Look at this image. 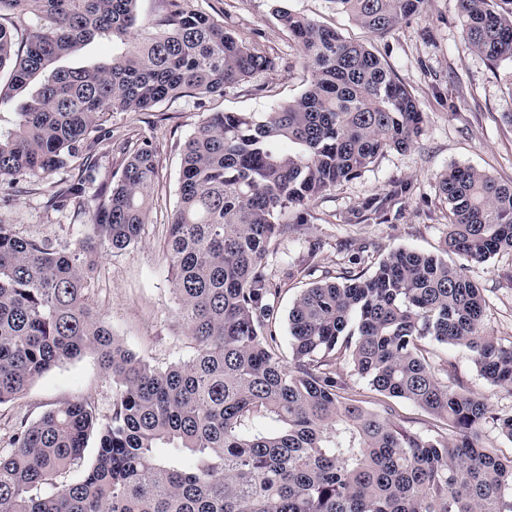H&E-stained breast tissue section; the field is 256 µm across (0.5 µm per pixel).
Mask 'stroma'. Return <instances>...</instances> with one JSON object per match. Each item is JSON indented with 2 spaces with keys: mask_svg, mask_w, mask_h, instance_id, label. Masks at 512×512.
Returning <instances> with one entry per match:
<instances>
[{
  "mask_svg": "<svg viewBox=\"0 0 512 512\" xmlns=\"http://www.w3.org/2000/svg\"><path fill=\"white\" fill-rule=\"evenodd\" d=\"M282 4L335 28L345 38L367 44L412 92L425 115L415 148L388 151L359 176L310 204L308 223L272 241L269 263L281 279L280 305L286 310L310 280L288 278V270L310 261L315 278L338 274L348 265L350 243L375 245V252L361 265L367 273L399 248L442 253L448 206L439 195L438 177L448 168L476 167L512 185V123L506 118L512 113V61L489 67L463 41L458 0H427L420 15L404 20L384 37L369 34L337 13L331 0H282ZM186 6L223 21L240 40L273 58L275 65L246 82L225 87L223 95L189 94L145 112H115L103 126L96 146L101 175L119 179L125 161L120 145L134 150L149 142L157 150L159 179L142 240L122 251L98 246L90 301L114 336L160 366L189 360L195 353L173 315L172 283L162 254L178 201L186 142L209 113L270 111L299 95L308 79L297 44L272 13L273 0H186ZM75 174L69 167L43 180L0 183V224L12 225L22 238L45 240L58 248L85 238L90 233L87 217L70 207L56 210L47 204L58 186ZM397 181L409 183L411 190L388 222L351 221L352 211ZM317 239L323 247L309 256L308 247ZM465 272L485 290L487 331L501 341H512V252L467 264ZM432 357L447 364L451 387L476 393L490 412L512 410V393L483 378L467 350L436 345ZM75 399L88 403L99 417L111 413L112 380L96 354L52 368L23 397L0 405V438H8L20 421H35Z\"/></svg>",
  "mask_w": 512,
  "mask_h": 512,
  "instance_id": "stroma-1",
  "label": "stroma"
}]
</instances>
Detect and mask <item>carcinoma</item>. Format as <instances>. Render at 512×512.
<instances>
[{"instance_id": "obj_1", "label": "carcinoma", "mask_w": 512, "mask_h": 512, "mask_svg": "<svg viewBox=\"0 0 512 512\" xmlns=\"http://www.w3.org/2000/svg\"><path fill=\"white\" fill-rule=\"evenodd\" d=\"M330 2L385 36L425 0ZM136 3L0 0V16L37 18L21 55L18 28L0 22V70L11 66L0 104L38 80L13 128L0 131V181L44 179L83 158L79 179L49 205H75L92 231L58 249L0 224V405L87 352L113 382L106 419L74 400L14 428L0 449V512H512V456L481 443L488 421L512 441V412L489 413L431 361L434 344L466 349L484 378L512 387V341L487 333L483 289L446 257L481 263L512 251V185L472 167L441 174L445 255L400 248L370 275L312 283L288 310L290 358L281 355L282 288L268 255L291 230L288 209L414 147L424 125L415 97L368 46L313 18L275 9L310 74L300 95L260 116L213 112L185 145L163 256L193 358L153 365L93 311L94 242L124 250L142 240L159 165L145 143L118 181L98 180L95 133L108 115L182 93L222 95L274 65L182 0H166L156 32L138 23ZM458 3L464 40L493 67L512 60V10ZM98 37L124 49L89 67H54ZM408 192L395 182L356 218L385 222ZM339 359L376 393L428 412L434 429H407L387 401L362 405ZM259 418L276 427L256 428ZM92 436L94 462L68 480Z\"/></svg>"}]
</instances>
